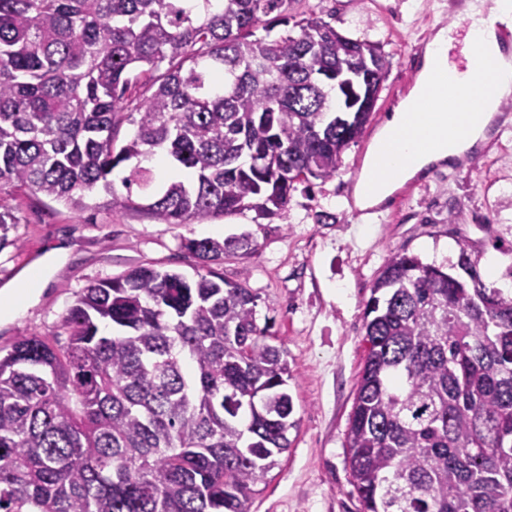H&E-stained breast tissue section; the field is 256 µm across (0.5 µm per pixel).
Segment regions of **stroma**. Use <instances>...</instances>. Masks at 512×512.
<instances>
[{
	"instance_id": "35a3bbf8",
	"label": "stroma",
	"mask_w": 512,
	"mask_h": 512,
	"mask_svg": "<svg viewBox=\"0 0 512 512\" xmlns=\"http://www.w3.org/2000/svg\"><path fill=\"white\" fill-rule=\"evenodd\" d=\"M449 0H294L297 14H315L348 37L379 44L390 60L362 137L345 149L335 177L297 184L285 211H256L188 224H159L135 212L103 208L97 192L89 208L29 190L0 196V212L15 225L0 249V288L52 250L66 249L46 284L0 317V347L29 336L66 338L61 315L91 282L138 266L195 276L200 266L182 239H221L251 233L256 250L224 257L225 280L245 283L257 297L259 317L273 321L271 342L288 354L295 429L268 482L248 512H360L349 482L346 437L366 344L363 309L379 272L397 253L449 266L467 252L478 273L488 256L500 279L512 284V122L489 130L462 158L461 167L434 165L393 193L366 223L349 204L368 144L412 89L418 58L437 29L457 23ZM458 213V223L448 221ZM499 279V280H500Z\"/></svg>"
}]
</instances>
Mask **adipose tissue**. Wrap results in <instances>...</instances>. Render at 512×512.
Returning a JSON list of instances; mask_svg holds the SVG:
<instances>
[{
    "label": "adipose tissue",
    "mask_w": 512,
    "mask_h": 512,
    "mask_svg": "<svg viewBox=\"0 0 512 512\" xmlns=\"http://www.w3.org/2000/svg\"><path fill=\"white\" fill-rule=\"evenodd\" d=\"M467 39L495 61L499 79L479 111L454 114L447 92L432 90L439 68L448 64L447 28H439L426 44L421 68L408 96L389 115L369 148L367 170L354 187L356 205L363 210L380 206L398 186L426 167L451 163L480 141L503 98L512 95V57L502 53L497 23L512 22V0H466Z\"/></svg>",
    "instance_id": "ef3b65f1"
}]
</instances>
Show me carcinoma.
Masks as SVG:
<instances>
[{
	"instance_id": "obj_1",
	"label": "carcinoma",
	"mask_w": 512,
	"mask_h": 512,
	"mask_svg": "<svg viewBox=\"0 0 512 512\" xmlns=\"http://www.w3.org/2000/svg\"><path fill=\"white\" fill-rule=\"evenodd\" d=\"M294 2L0 0V194L82 211L100 188L160 224L286 209L336 175L389 67L313 16L271 36ZM342 67L359 81L336 85ZM158 149L164 182L143 165ZM254 247L182 242L205 266ZM456 268L395 254L365 304L347 432L363 512H512V296L464 250ZM256 307L210 268L139 266L76 295L65 344L0 347V512H247L296 426Z\"/></svg>"
}]
</instances>
